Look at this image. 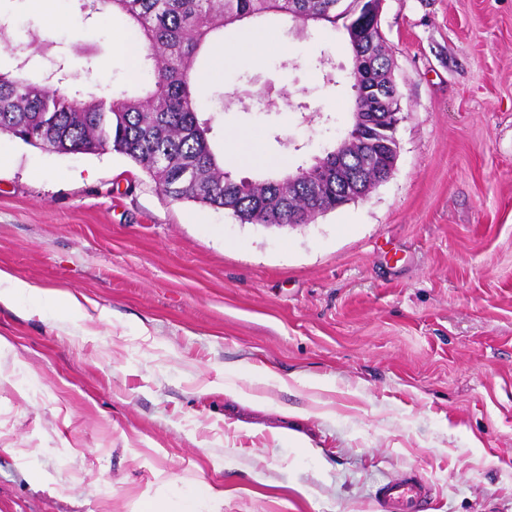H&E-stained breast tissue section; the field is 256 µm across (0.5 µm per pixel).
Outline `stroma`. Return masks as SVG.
Listing matches in <instances>:
<instances>
[{"instance_id": "stroma-1", "label": "stroma", "mask_w": 512, "mask_h": 512, "mask_svg": "<svg viewBox=\"0 0 512 512\" xmlns=\"http://www.w3.org/2000/svg\"><path fill=\"white\" fill-rule=\"evenodd\" d=\"M85 2L0 0V70L32 29L51 45L29 75L136 91L128 22ZM264 26L261 62L197 61L239 179L311 165L352 124L342 31ZM381 29L396 166L311 224H241L120 154L0 133V269L91 313L0 303V512H143L197 485L217 512H378L409 474L434 512H512V0H385ZM238 132L265 164L235 159Z\"/></svg>"}]
</instances>
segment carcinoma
<instances>
[{
	"label": "carcinoma",
	"instance_id": "1",
	"mask_svg": "<svg viewBox=\"0 0 512 512\" xmlns=\"http://www.w3.org/2000/svg\"><path fill=\"white\" fill-rule=\"evenodd\" d=\"M90 12L115 9L146 42L147 84L129 95L71 96L52 87L64 65L38 80L0 72V132L57 154L113 151L157 177L163 195L224 211L241 224H311L330 211L345 189L312 176L298 187L275 180H237L212 150V118L199 112L193 77L198 53L216 34L268 13L344 31L352 52L354 111H376L364 88L383 82L391 60L378 22L359 0H89Z\"/></svg>",
	"mask_w": 512,
	"mask_h": 512
}]
</instances>
